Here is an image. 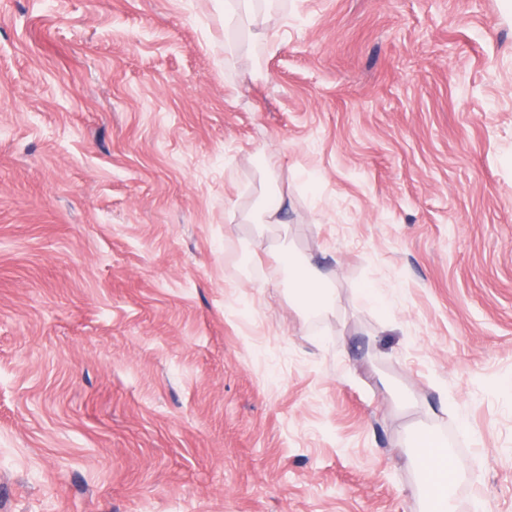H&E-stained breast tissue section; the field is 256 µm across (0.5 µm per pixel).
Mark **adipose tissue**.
Instances as JSON below:
<instances>
[{
	"mask_svg": "<svg viewBox=\"0 0 512 512\" xmlns=\"http://www.w3.org/2000/svg\"><path fill=\"white\" fill-rule=\"evenodd\" d=\"M278 271L287 277L291 285L290 297L302 314L317 316L333 309L334 284L311 259L284 251ZM412 463L422 475L417 494L424 505V512H454L452 492L448 486L450 463L447 449L437 445L415 446Z\"/></svg>",
	"mask_w": 512,
	"mask_h": 512,
	"instance_id": "1",
	"label": "adipose tissue"
}]
</instances>
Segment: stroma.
<instances>
[{
    "label": "stroma",
    "mask_w": 512,
    "mask_h": 512,
    "mask_svg": "<svg viewBox=\"0 0 512 512\" xmlns=\"http://www.w3.org/2000/svg\"><path fill=\"white\" fill-rule=\"evenodd\" d=\"M418 425L512 512V0H0V512H420ZM284 208L285 202L283 197L270 193L266 195L258 208L250 214L248 222L250 224H258L257 226L262 230L273 224H286L283 219ZM278 272L283 278L288 276L292 286L289 295L305 316H317L334 308V283L311 258L285 250L279 260Z\"/></svg>",
    "instance_id": "obj_1"
}]
</instances>
